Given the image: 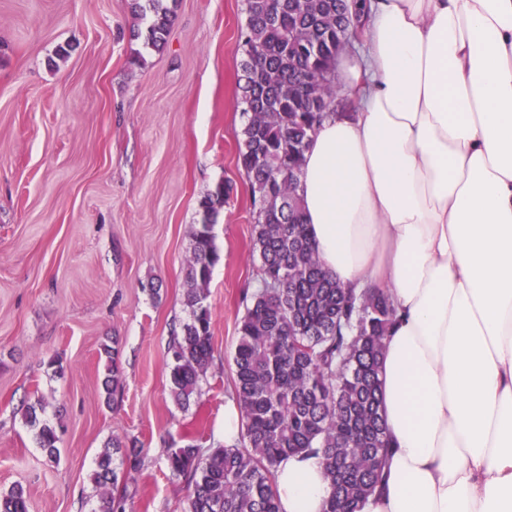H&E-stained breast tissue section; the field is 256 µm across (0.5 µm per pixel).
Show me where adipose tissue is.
<instances>
[{
    "label": "adipose tissue",
    "mask_w": 512,
    "mask_h": 512,
    "mask_svg": "<svg viewBox=\"0 0 512 512\" xmlns=\"http://www.w3.org/2000/svg\"><path fill=\"white\" fill-rule=\"evenodd\" d=\"M336 57L350 112L304 153L323 269L391 293L392 448L361 512H512V0H369ZM281 512H323L317 457L279 467Z\"/></svg>",
    "instance_id": "adipose-tissue-1"
}]
</instances>
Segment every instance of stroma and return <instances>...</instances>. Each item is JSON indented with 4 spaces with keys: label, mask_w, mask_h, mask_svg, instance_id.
<instances>
[{
    "label": "stroma",
    "mask_w": 512,
    "mask_h": 512,
    "mask_svg": "<svg viewBox=\"0 0 512 512\" xmlns=\"http://www.w3.org/2000/svg\"><path fill=\"white\" fill-rule=\"evenodd\" d=\"M167 43L145 45L131 0H0V490L29 512H88L113 440L137 439L126 512H174L188 494L168 448L224 443L243 291L259 286L253 204L236 165L245 0H175ZM235 189L211 233L214 360L181 409L167 347L183 305L200 199ZM124 389L104 401L102 344ZM58 423L49 462L21 417ZM0 512H29L27 492L21 483L0 491Z\"/></svg>",
    "instance_id": "35a3bbf8"
}]
</instances>
